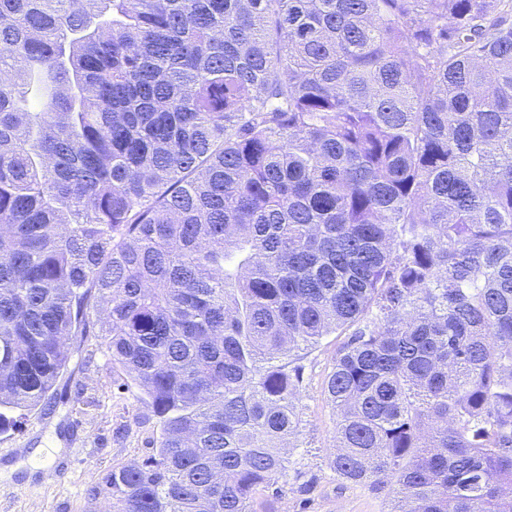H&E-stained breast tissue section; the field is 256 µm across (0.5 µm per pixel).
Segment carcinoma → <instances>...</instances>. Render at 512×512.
<instances>
[{
	"label": "carcinoma",
	"instance_id": "carcinoma-1",
	"mask_svg": "<svg viewBox=\"0 0 512 512\" xmlns=\"http://www.w3.org/2000/svg\"><path fill=\"white\" fill-rule=\"evenodd\" d=\"M98 306L111 512H268L336 332V476L512 512V0H0V432Z\"/></svg>",
	"mask_w": 512,
	"mask_h": 512
}]
</instances>
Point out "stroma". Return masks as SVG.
Here are the masks:
<instances>
[{
    "instance_id": "35a3bbf8",
    "label": "stroma",
    "mask_w": 512,
    "mask_h": 512,
    "mask_svg": "<svg viewBox=\"0 0 512 512\" xmlns=\"http://www.w3.org/2000/svg\"><path fill=\"white\" fill-rule=\"evenodd\" d=\"M98 330L91 325L68 342L69 364L51 390V408L33 410L0 434V512H104V499H89L88 489L158 448L159 418L113 364ZM343 342L333 333L291 355L303 368L301 420L274 512H392L397 503L390 486L347 483L330 467L336 413L323 384Z\"/></svg>"
}]
</instances>
